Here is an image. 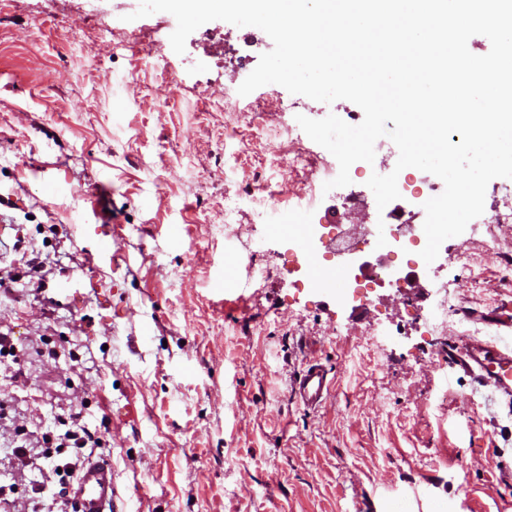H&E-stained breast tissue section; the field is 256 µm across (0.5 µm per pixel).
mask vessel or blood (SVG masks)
Here are the masks:
<instances>
[{
	"label": "vessel or blood",
	"mask_w": 512,
	"mask_h": 512,
	"mask_svg": "<svg viewBox=\"0 0 512 512\" xmlns=\"http://www.w3.org/2000/svg\"><path fill=\"white\" fill-rule=\"evenodd\" d=\"M449 363L459 367L478 383H493L498 390L512 395V345L491 347L470 338L463 342H451L448 346ZM329 383L323 367H309L299 376L295 393L308 407L320 405ZM77 512H106L115 502L111 468L101 462L84 466L73 491Z\"/></svg>",
	"instance_id": "b4317fda"
}]
</instances>
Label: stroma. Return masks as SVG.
<instances>
[{
	"label": "stroma",
	"instance_id": "35a3bbf8",
	"mask_svg": "<svg viewBox=\"0 0 512 512\" xmlns=\"http://www.w3.org/2000/svg\"><path fill=\"white\" fill-rule=\"evenodd\" d=\"M139 5L0 0V275L19 277L0 295V334L21 367L0 368V401L34 438L83 404L117 512H512V402L446 358L454 340H512L490 322L512 320L500 179L476 228L429 264L413 263L416 246L363 242L367 225L401 221L404 200L378 209L366 186L392 172L394 149L351 166L357 207L321 196L311 260L249 207L225 224V197L253 191L294 213L333 162L305 132L277 135L287 107L351 125L364 113L277 84L238 95L273 47L264 31L212 21L179 55L173 16L138 19ZM117 78L128 89L114 92ZM301 153L316 168L291 167ZM340 235L360 244L366 302L306 280L344 264ZM101 243L109 252L88 262ZM36 258L51 265L42 297L26 289ZM387 266L397 283L380 280ZM442 282L448 327L434 333ZM315 359L330 394L311 410L292 384ZM11 423L0 420V485H18V512H59L49 495L32 504L36 471L11 468Z\"/></svg>",
	"mask_w": 512,
	"mask_h": 512
}]
</instances>
